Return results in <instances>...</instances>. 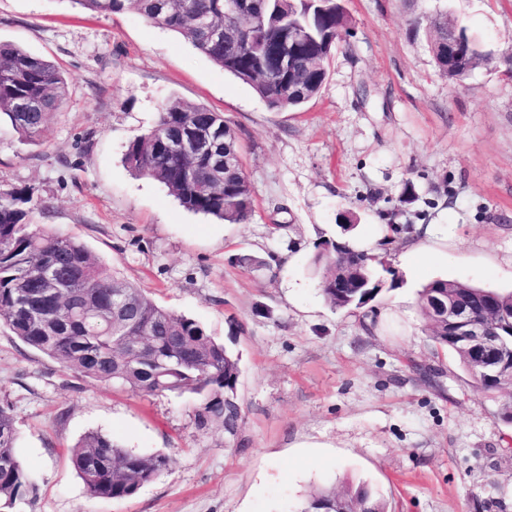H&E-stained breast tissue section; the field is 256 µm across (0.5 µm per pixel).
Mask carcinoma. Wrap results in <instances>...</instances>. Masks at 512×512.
Masks as SVG:
<instances>
[{"label":"carcinoma","instance_id":"carcinoma-1","mask_svg":"<svg viewBox=\"0 0 512 512\" xmlns=\"http://www.w3.org/2000/svg\"><path fill=\"white\" fill-rule=\"evenodd\" d=\"M98 16L132 11L148 23L177 32L214 64L250 85L268 106L298 111L321 90L322 80L310 76L295 88L279 81L262 80L253 70L266 43L288 27V16L310 12L322 29L347 27L346 11L334 5L320 9L301 0H247L248 10L238 16L224 14V0H72ZM205 15L229 34L211 38L191 26L190 19ZM67 81L49 61L28 51L0 45V116L24 142L43 141L48 121L66 97ZM27 102H39L42 112H25ZM208 137L219 134L222 150L237 152L234 130L224 115L203 105L170 99L148 131L129 141L126 164L136 173L160 181L186 210L226 224H242L253 213L251 184L242 169L227 171L207 154L186 156L171 149L169 139L182 133ZM31 198L24 188L0 195V325L29 347L57 361L73 373L100 384L134 393L192 394L206 399L198 425L224 426L232 434L240 408L235 401L241 373L240 357L210 336L196 320L162 306L119 272L99 260L82 242L42 230L31 223ZM326 265L343 276L344 288L322 285L334 309H361L368 305L366 291L379 294L384 275L395 274L385 257L359 252L351 246L324 253ZM53 265L64 271L59 291L45 303L22 308L17 289L39 287L41 270ZM134 304L133 322L120 332L112 329L107 308L112 292ZM87 297L83 313L71 310L72 293ZM440 293L451 302L484 314L487 303L512 309V292L501 293L444 279L425 285L419 306L428 320V337L435 346L454 353L483 391L498 389L486 382L471 353L452 337L448 326L436 320L429 297ZM17 430L8 405H0V512L14 508L27 485V475L16 451ZM72 463L91 498L125 499L151 482L167 466L160 455L126 451L98 432L85 435L73 448ZM321 503L330 512H385L383 502L361 484L343 495L320 490L311 495L301 512Z\"/></svg>","mask_w":512,"mask_h":512}]
</instances>
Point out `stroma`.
Listing matches in <instances>:
<instances>
[{
  "label": "stroma",
  "mask_w": 512,
  "mask_h": 512,
  "mask_svg": "<svg viewBox=\"0 0 512 512\" xmlns=\"http://www.w3.org/2000/svg\"><path fill=\"white\" fill-rule=\"evenodd\" d=\"M349 35L319 94L270 109L184 36L73 0H0V42L57 65L67 95L45 138L0 124V194L84 242L239 354L241 420L202 429V399L78 376L0 326V404L29 484L13 512H295L319 489L366 484L386 512H512L508 391L481 392L424 330L436 279L512 291V0H343ZM448 15L485 64L457 84L426 19ZM223 113L254 195L247 223L188 212L134 174L126 146L172 98ZM434 253L380 244L399 284L369 311L324 300L315 256L387 225ZM168 465L123 500L91 499L71 450L87 433Z\"/></svg>",
  "instance_id": "stroma-1"
}]
</instances>
